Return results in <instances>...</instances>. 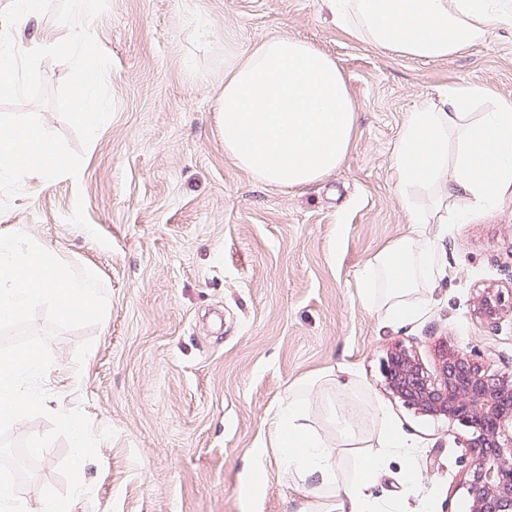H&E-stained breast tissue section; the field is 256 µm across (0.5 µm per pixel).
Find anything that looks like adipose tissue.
Segmentation results:
<instances>
[{"label":"adipose tissue","instance_id":"ef3b65f1","mask_svg":"<svg viewBox=\"0 0 512 512\" xmlns=\"http://www.w3.org/2000/svg\"><path fill=\"white\" fill-rule=\"evenodd\" d=\"M340 27L374 48L416 60L447 59L485 42L512 22V0H327ZM478 85L449 87L444 106L410 112L394 153L396 190L415 228L370 257L359 280L363 302L394 323L420 316L425 295L443 272L428 224H454L472 211H491L512 189V98L490 111ZM218 117L224 152L254 179L303 187L334 173L349 150L353 100L335 60L290 37L265 40L230 61ZM431 196L422 209L420 193ZM327 403L329 430L316 425L311 400ZM361 398L352 383L326 374L289 388L279 405L273 445L285 473L309 493L333 501L335 512H374L362 486L336 483L337 435L353 436Z\"/></svg>","mask_w":512,"mask_h":512}]
</instances>
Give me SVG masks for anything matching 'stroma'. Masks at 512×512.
<instances>
[{
  "instance_id": "35a3bbf8",
  "label": "stroma",
  "mask_w": 512,
  "mask_h": 512,
  "mask_svg": "<svg viewBox=\"0 0 512 512\" xmlns=\"http://www.w3.org/2000/svg\"><path fill=\"white\" fill-rule=\"evenodd\" d=\"M89 28L112 60L114 111L78 178L23 184L0 212V229L21 227L105 287L104 320L53 340L58 370L45 383L49 406L115 432L81 469L91 492L74 512H325L326 499L283 471L271 438L289 386L325 371L356 380L407 443L371 489L380 512H468V429L394 398L381 363L400 342L437 375L445 341L481 352L488 374L512 368V314L491 328L473 313L484 289L512 286V192L465 223L427 225L444 273L418 318L384 320L358 281L412 229L391 165L408 112L452 85L512 97V24L435 61L350 37L324 0H108ZM67 33L50 12L14 30L36 46ZM275 36L331 56L355 105L343 164L303 188L238 168L218 121L225 58ZM371 414L357 442L336 448L337 484L381 451ZM67 450L60 439L45 452L21 498L65 490Z\"/></svg>"
}]
</instances>
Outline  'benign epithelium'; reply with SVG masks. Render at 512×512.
<instances>
[{
  "instance_id": "obj_1",
  "label": "benign epithelium",
  "mask_w": 512,
  "mask_h": 512,
  "mask_svg": "<svg viewBox=\"0 0 512 512\" xmlns=\"http://www.w3.org/2000/svg\"><path fill=\"white\" fill-rule=\"evenodd\" d=\"M511 311L512 291L500 288L484 290L474 305L476 318L489 326ZM441 358V373L432 379L395 344L382 363L387 388L407 407L469 429V512H512V370L491 376L456 348H445Z\"/></svg>"
}]
</instances>
